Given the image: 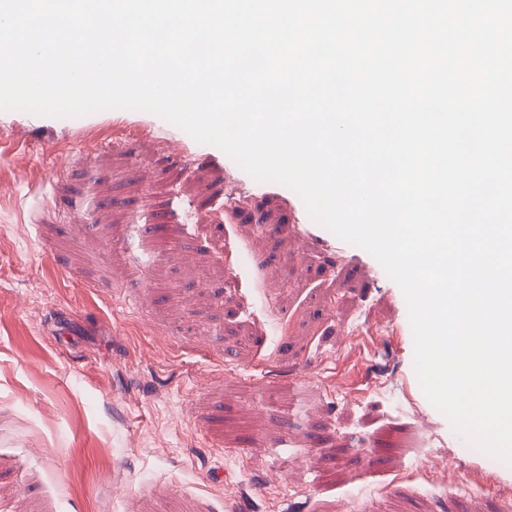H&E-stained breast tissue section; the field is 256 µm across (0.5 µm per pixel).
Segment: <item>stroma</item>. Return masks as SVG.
Here are the masks:
<instances>
[{
  "label": "stroma",
  "instance_id": "stroma-1",
  "mask_svg": "<svg viewBox=\"0 0 512 512\" xmlns=\"http://www.w3.org/2000/svg\"><path fill=\"white\" fill-rule=\"evenodd\" d=\"M413 356L292 189L150 112L0 111V512H512Z\"/></svg>",
  "mask_w": 512,
  "mask_h": 512
}]
</instances>
